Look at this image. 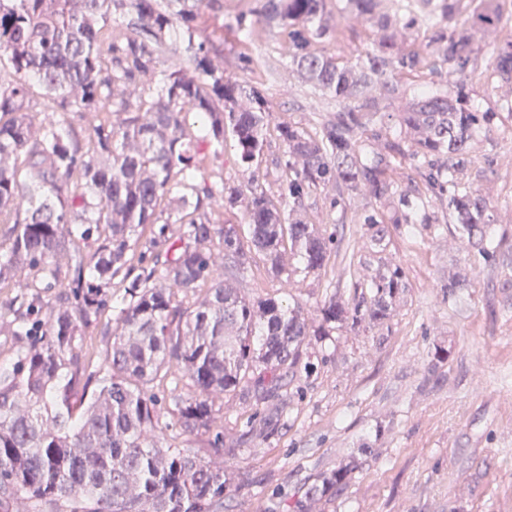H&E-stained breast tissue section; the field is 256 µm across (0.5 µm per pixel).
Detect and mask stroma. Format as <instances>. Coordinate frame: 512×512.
<instances>
[{
    "label": "stroma",
    "mask_w": 512,
    "mask_h": 512,
    "mask_svg": "<svg viewBox=\"0 0 512 512\" xmlns=\"http://www.w3.org/2000/svg\"><path fill=\"white\" fill-rule=\"evenodd\" d=\"M257 0H217L197 21L214 67L265 96L275 122L318 132L336 103L301 79L283 55L287 29L255 19L248 41L230 25ZM328 54L357 59L374 34L362 20L329 11ZM466 182L495 207L496 256L478 260L437 208L414 234L387 225L382 240L360 218L385 211L368 191L318 187L298 214L334 234L325 266L305 273L291 251L280 275L261 259L224 277L249 299L279 297L312 313L329 298L350 300L353 280L401 268L408 281L389 320L342 326L301 348L306 375L286 378L278 398L237 390L213 405L218 432L182 431L171 415L167 446L229 474L226 512H512V125L479 135ZM285 147L269 132L260 166L242 164L233 146L206 158L211 180L271 195L286 186ZM458 288H449V280ZM221 451H214L215 435ZM358 460L335 494L307 499L326 470Z\"/></svg>",
    "instance_id": "stroma-1"
}]
</instances>
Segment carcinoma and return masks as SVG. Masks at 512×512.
I'll list each match as a JSON object with an SVG mask.
<instances>
[{
	"label": "carcinoma",
	"instance_id": "carcinoma-1",
	"mask_svg": "<svg viewBox=\"0 0 512 512\" xmlns=\"http://www.w3.org/2000/svg\"><path fill=\"white\" fill-rule=\"evenodd\" d=\"M511 1L338 0L339 11L375 32L366 57L340 61L317 48L329 38L328 0H261L255 14L288 28V62L336 100V116L318 135L275 125L288 155L287 193L250 190V248L273 274L287 245L308 273L321 270L329 252L330 238L285 212L284 198L296 204L305 191L334 183L341 193L365 186L383 199L394 163L408 156L426 189L448 186L436 205L473 256L496 252L493 207L462 180L474 164L475 134L512 121V104H469L479 61L470 31L495 36L512 25ZM214 2L0 0V224L8 225L0 283L16 288L0 332L17 343L13 361L0 367V512H224V470L161 446L153 382L183 371L192 392L172 396V414L186 430H208L216 423L212 395L250 386L262 399L273 396L296 374L311 333L324 336L331 323H381L408 288L402 270L389 269L371 280V298L325 302L315 330L300 308L247 299L215 275L214 246L240 268L249 261L240 227L210 218L219 201L236 207L241 191L204 177L199 145L217 151L230 136L240 161L258 165L272 111L255 87L212 67L206 42L193 43L199 14ZM402 29L423 32L426 46L446 53L453 91L419 87L392 134L387 101L403 79L427 69L422 49L398 43ZM175 30L188 34L191 77L160 68ZM494 52L487 80L512 84V40ZM37 88L56 108L87 114L86 135L35 126L28 107ZM109 107L119 124L100 118ZM370 127L380 149L364 158ZM399 205L362 223L379 238L387 224L413 227L409 197ZM118 276L128 281L124 306L113 328L100 331L95 368L86 331L110 308ZM40 288L63 289V301L44 303ZM348 473H322L307 497L339 489Z\"/></svg>",
	"mask_w": 512,
	"mask_h": 512
}]
</instances>
